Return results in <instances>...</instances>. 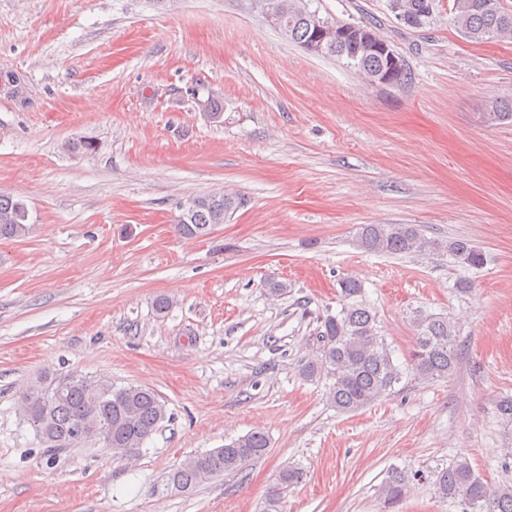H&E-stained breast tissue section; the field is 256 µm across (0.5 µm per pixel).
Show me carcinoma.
Returning a JSON list of instances; mask_svg holds the SVG:
<instances>
[{
  "label": "carcinoma",
  "instance_id": "cac0c4a2",
  "mask_svg": "<svg viewBox=\"0 0 512 512\" xmlns=\"http://www.w3.org/2000/svg\"><path fill=\"white\" fill-rule=\"evenodd\" d=\"M259 6L280 13V28L286 39L305 47L316 35L309 8L311 0H256ZM416 19L413 28L430 25L435 0H398ZM451 13L459 32L474 42L512 39V11L502 0H452ZM323 56L346 60L348 66L372 75L381 60L363 47L327 44ZM193 208L175 218L177 231L188 238L210 234L241 206L240 198L219 192L192 199ZM26 204L0 193V239L24 238L30 232ZM357 245L368 252L406 254L444 248L455 262L469 268L486 263L484 253L468 242L446 243L429 240L411 224H363L356 235ZM346 303L336 315L323 320L318 354L301 369L304 378L329 379L328 399L341 412H354L373 404L394 390L409 373L421 380L451 376L458 361L455 326L446 317L419 313L414 319L416 344L409 361H394V350L380 336L376 316L357 301L361 284L352 278L340 283ZM22 404L27 422L50 448H70L97 440L121 457L138 456L146 441L167 418L165 402L157 392L141 385L116 386L106 377L67 376L26 389ZM270 441L261 429L232 440L222 448L187 458L166 476L164 491L186 492L226 473L240 470L247 462L264 456ZM303 478L298 468L286 467L277 478L267 501L266 512H278L281 494ZM435 487L438 496L466 506V512H512V483L488 488L475 474L469 461L458 456L439 470ZM408 476L391 474L379 493L389 504L406 494Z\"/></svg>",
  "mask_w": 512,
  "mask_h": 512
}]
</instances>
